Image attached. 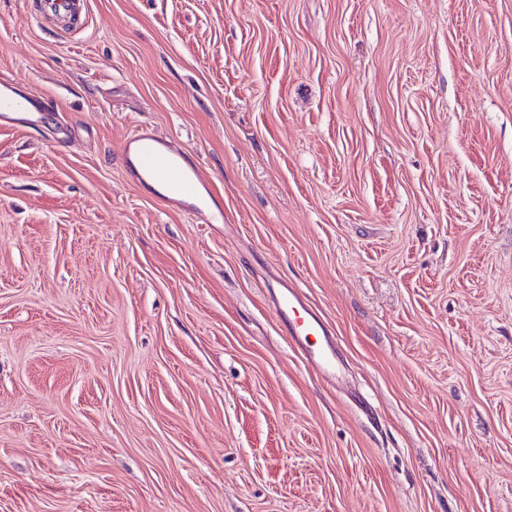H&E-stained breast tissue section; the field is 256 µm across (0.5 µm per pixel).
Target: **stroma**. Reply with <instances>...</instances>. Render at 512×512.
<instances>
[{"mask_svg":"<svg viewBox=\"0 0 512 512\" xmlns=\"http://www.w3.org/2000/svg\"><path fill=\"white\" fill-rule=\"evenodd\" d=\"M1 77L0 512H512V0H0ZM44 9L64 23L80 18L84 9L83 0H43ZM51 112L45 97L28 95L13 80L0 78V127H31ZM121 159L132 178L154 187L170 206L189 212L210 208L213 199L199 164L153 128L141 126L128 135ZM274 294V305L277 314L287 329L288 341L299 350H305L312 359L314 367L323 374L331 375L335 372V363L329 347V331L319 314L308 307L301 299L295 288L288 283H279ZM319 336L326 342L322 348ZM311 337L316 339L312 352L307 350Z\"/></svg>","mask_w":512,"mask_h":512,"instance_id":"1","label":"stroma"}]
</instances>
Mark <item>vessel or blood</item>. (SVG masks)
<instances>
[{"label":"vessel or blood","instance_id":"1","mask_svg":"<svg viewBox=\"0 0 512 512\" xmlns=\"http://www.w3.org/2000/svg\"><path fill=\"white\" fill-rule=\"evenodd\" d=\"M42 4L66 23L79 19L84 9L83 0H42ZM51 111L46 98L21 92L13 80L0 78V127L27 128ZM122 165L136 181L154 187L172 207L197 212L210 206L212 197L198 163L151 127H138L127 136ZM274 305L289 342L298 349H310L314 367L333 374L335 363L329 348L309 343L310 338L328 334L319 314L285 283L275 292Z\"/></svg>","mask_w":512,"mask_h":512}]
</instances>
